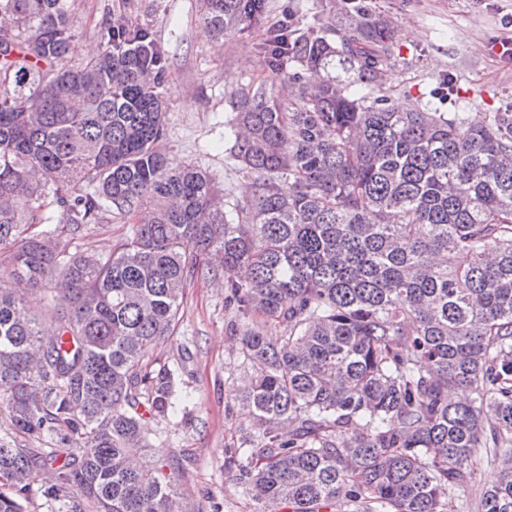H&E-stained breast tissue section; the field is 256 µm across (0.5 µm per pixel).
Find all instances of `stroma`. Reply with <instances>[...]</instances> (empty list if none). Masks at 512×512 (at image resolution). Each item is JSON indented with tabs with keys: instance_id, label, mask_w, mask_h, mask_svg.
<instances>
[{
	"instance_id": "35a3bbf8",
	"label": "stroma",
	"mask_w": 512,
	"mask_h": 512,
	"mask_svg": "<svg viewBox=\"0 0 512 512\" xmlns=\"http://www.w3.org/2000/svg\"><path fill=\"white\" fill-rule=\"evenodd\" d=\"M261 25L214 36L200 18L199 0H73L76 17L72 62L100 50L115 21L152 29L167 58L163 94L168 102L163 150L200 166L216 193L239 200L252 182L238 175L226 133L233 119L230 94L241 84L271 78L259 50L265 28L287 19L300 27L321 22L329 0H266ZM362 10L388 19L400 34L396 60L383 90L406 110L422 103L438 112L484 118L512 110V56L497 45L512 0H356ZM42 229L56 232L70 252H111L132 234L134 216L109 212L90 224H66L54 198L38 211ZM232 313L210 277L187 281L180 320L154 358L175 371L178 393L189 394L175 420H150L159 462L171 470L191 512H252L224 461L240 446L249 418L237 397L251 368L231 340Z\"/></svg>"
}]
</instances>
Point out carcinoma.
Returning a JSON list of instances; mask_svg holds the SVG:
<instances>
[{
    "mask_svg": "<svg viewBox=\"0 0 512 512\" xmlns=\"http://www.w3.org/2000/svg\"><path fill=\"white\" fill-rule=\"evenodd\" d=\"M265 0H202L217 34L258 23ZM343 22L270 28L266 81L231 94L246 201L162 151L165 54L114 24L69 64L71 0H0V267L51 293L45 324L0 291V512L42 496L65 512H189L143 459L146 417L188 395L152 366L188 278L224 281L252 369L246 442L224 463L254 512H455L477 451L499 467L481 512H512V112H398L379 92L390 25L349 0ZM93 187L76 193L82 184ZM70 224L134 212L105 255L25 233L46 185ZM282 334L273 338L265 326ZM78 448L71 458L63 448Z\"/></svg>",
    "mask_w": 512,
    "mask_h": 512,
    "instance_id": "cac0c4a2",
    "label": "carcinoma"
}]
</instances>
